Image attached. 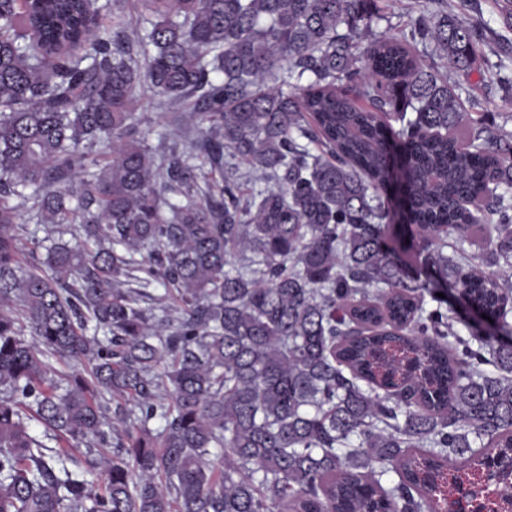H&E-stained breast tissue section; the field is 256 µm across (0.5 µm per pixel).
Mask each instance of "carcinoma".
<instances>
[{"label": "carcinoma", "instance_id": "carcinoma-1", "mask_svg": "<svg viewBox=\"0 0 512 512\" xmlns=\"http://www.w3.org/2000/svg\"><path fill=\"white\" fill-rule=\"evenodd\" d=\"M143 2L109 28L112 0H0V512H460L446 471L512 461V288L442 246L483 237L512 268V135L473 129L413 48L467 75L486 28L424 8L361 52L377 0ZM143 88L208 128L152 152ZM394 138L425 280L384 199ZM31 222L76 243L29 262ZM443 288L491 335H462ZM55 355L91 370L58 381ZM83 445L112 456L69 470Z\"/></svg>", "mask_w": 512, "mask_h": 512}]
</instances>
